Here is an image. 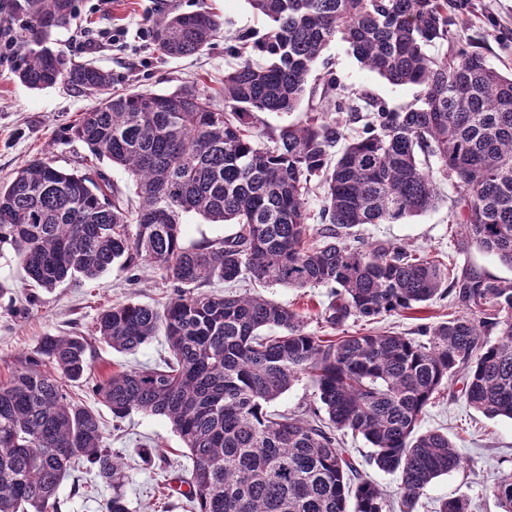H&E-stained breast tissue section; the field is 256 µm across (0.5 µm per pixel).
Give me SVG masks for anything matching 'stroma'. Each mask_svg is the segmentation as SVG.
<instances>
[{
  "mask_svg": "<svg viewBox=\"0 0 512 512\" xmlns=\"http://www.w3.org/2000/svg\"><path fill=\"white\" fill-rule=\"evenodd\" d=\"M448 2L459 5L467 19L464 38L491 66L511 72L512 0ZM203 6L218 14L222 35L192 56L169 57L158 50L145 64L128 50H84L76 39L77 31L90 18L101 28L124 26L134 32L162 12H189ZM263 30V21L247 0H112L106 11L93 16L88 14L85 0H76L74 19L54 29L51 42L72 61H91L108 71L113 92L193 88L212 95L214 105L220 106L224 103V75L238 62L228 50V38ZM323 57V64L317 65L310 77V93L296 112L262 114L257 129L262 144H270L281 127L305 121L312 109L325 107L321 88L322 76L328 70L346 89L368 91L391 111L414 103L420 93L417 86L391 84L362 67L345 42H330ZM99 102V97L63 83L44 90L29 89L18 80L14 67L0 66V181H8L19 166L40 154L52 157L67 170L84 168L89 151L83 143L68 139L66 130ZM437 187L448 197L438 209L399 224H364L356 227V234L366 244L403 246L458 272L467 270L512 281L511 267L476 246H464L452 205L457 190L443 179L438 180ZM0 281L10 286L0 297V379H7L26 356L33 354L42 336L70 333L85 337L92 371L87 382L71 387L70 392L96 413L105 446L122 456L123 489L131 512H195L185 496L192 461L168 421L136 412L123 419L113 418L92 392L93 383L112 372L155 366L167 352L161 335L132 354L112 351L96 333L99 315L113 305L129 302L163 308L174 293L172 283L153 268L132 273L115 265L91 281H68L50 291L33 289L27 287L25 273L7 247L0 249ZM204 291L217 296L264 294L299 312L307 332L328 340L368 331H394L413 337L420 327L439 324L463 312L455 297L449 296L367 325L349 321L333 326L324 319L332 299L327 287L265 289L247 279L230 285L216 279L206 284ZM462 386V374L450 377L427 405L420 428L447 433L465 457L466 466L428 485L414 512H438L441 501L451 497L467 499L472 512H498L493 486L497 478L512 473V420L484 417L467 404ZM111 493V487L101 483L82 462L63 480L58 498L62 512H99L101 502Z\"/></svg>",
  "mask_w": 512,
  "mask_h": 512,
  "instance_id": "35a3bbf8",
  "label": "stroma"
}]
</instances>
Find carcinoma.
I'll use <instances>...</instances> for the list:
<instances>
[{"label": "carcinoma", "mask_w": 512, "mask_h": 512, "mask_svg": "<svg viewBox=\"0 0 512 512\" xmlns=\"http://www.w3.org/2000/svg\"><path fill=\"white\" fill-rule=\"evenodd\" d=\"M248 2L265 33L232 48L240 61L224 74L217 108L193 89L110 94L107 72L50 46L75 0H28L17 77L35 90L64 81L105 95L68 138L131 174L139 203L129 208L95 165L69 171L36 156L0 183V247L10 246L28 283L45 290L95 279L117 261L131 272L159 269L174 284L161 311L126 303L100 314L97 333L112 349L134 352L162 332L168 355L95 390L115 418L137 412L169 421L192 460L186 496L197 512H392L367 466L400 475L401 509L411 512L429 484L464 465L448 435L417 432L452 375L466 372L470 407L512 419V282L475 273L450 280L430 258L367 246L352 229L435 208L438 172L460 193L465 241L512 267V75L462 38L450 40L448 0ZM221 26L205 9L171 11L156 18L154 34L165 54L187 56ZM335 39L388 82L422 87L420 98L386 111L328 73L327 107L262 146L258 114L295 111ZM447 42L450 52H431ZM352 124L361 130L350 132ZM314 179L323 188L317 228L306 201ZM189 214L235 231L188 244ZM215 278L329 286L325 319L333 326L371 323L449 294L465 312L421 327L417 339L370 332L324 340L261 295L184 293ZM490 329L498 331L493 343ZM90 372L84 337L50 334L0 380V512H58L57 491L79 459L112 485L101 512H130L120 458L103 445L97 415L67 390ZM304 376L327 419L267 411ZM344 431L370 444L365 463L341 447ZM494 496L500 512H512V474L495 483Z\"/></svg>", "instance_id": "cac0c4a2"}]
</instances>
